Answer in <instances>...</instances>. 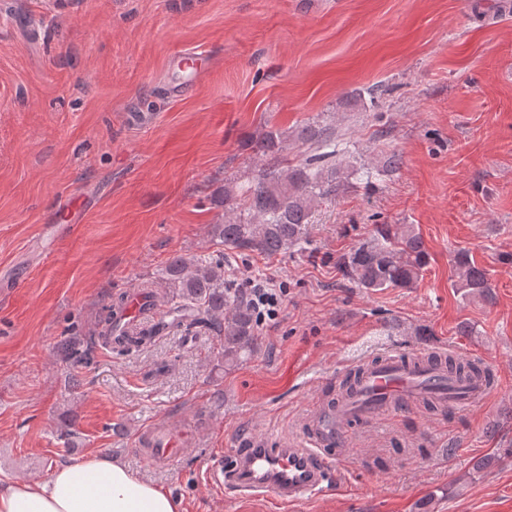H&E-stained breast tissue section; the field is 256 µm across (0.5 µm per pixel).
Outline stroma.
Wrapping results in <instances>:
<instances>
[{"instance_id":"35a3bbf8","label":"stroma","mask_w":512,"mask_h":512,"mask_svg":"<svg viewBox=\"0 0 512 512\" xmlns=\"http://www.w3.org/2000/svg\"><path fill=\"white\" fill-rule=\"evenodd\" d=\"M185 48L213 60L173 102L161 85ZM312 120L350 154L307 245L225 252L210 233L219 192L264 165L270 125ZM391 152L396 170L361 177ZM68 196L84 220L59 240ZM378 222L419 229L431 260L418 287L368 292L339 271ZM461 249L489 271L493 303L452 288ZM219 254L238 277L289 284L257 354L225 367L195 328L97 350L72 384L60 347L91 335L111 297L164 292L173 256ZM448 350L485 360L501 387L356 426L339 484L295 506L210 485L217 456L279 445L332 402L347 364ZM158 423L191 426L192 454L140 455L137 435ZM94 454L182 512H512V0H0V483Z\"/></svg>"}]
</instances>
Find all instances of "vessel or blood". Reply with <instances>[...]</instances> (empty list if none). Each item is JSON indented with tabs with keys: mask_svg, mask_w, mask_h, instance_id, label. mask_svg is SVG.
<instances>
[{
	"mask_svg": "<svg viewBox=\"0 0 512 512\" xmlns=\"http://www.w3.org/2000/svg\"><path fill=\"white\" fill-rule=\"evenodd\" d=\"M171 60L182 76L166 82L164 93L168 98L180 99L203 76L199 53L178 51ZM149 306L145 293L126 294L119 318L124 323L139 321ZM360 368L354 390L307 414L288 442L271 448L257 441L251 447L234 450L229 460L215 459L209 470L211 484L242 496H270L283 504L299 503L323 489L336 462L348 455L351 425L371 423L380 415L432 396L446 405L471 406L496 388L495 383L482 378L448 381L444 366L400 352L383 354L376 362L361 363ZM137 447L147 460L168 464L187 454L192 442L187 432L154 426L138 435Z\"/></svg>",
	"mask_w": 512,
	"mask_h": 512,
	"instance_id": "1",
	"label": "vessel or blood"
}]
</instances>
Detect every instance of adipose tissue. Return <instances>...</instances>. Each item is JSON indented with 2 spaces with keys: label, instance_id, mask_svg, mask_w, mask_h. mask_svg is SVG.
<instances>
[{
  "label": "adipose tissue",
  "instance_id": "ef3b65f1",
  "mask_svg": "<svg viewBox=\"0 0 512 512\" xmlns=\"http://www.w3.org/2000/svg\"><path fill=\"white\" fill-rule=\"evenodd\" d=\"M172 493L105 455L62 463L48 479L0 486V512H181Z\"/></svg>",
  "mask_w": 512,
  "mask_h": 512
}]
</instances>
